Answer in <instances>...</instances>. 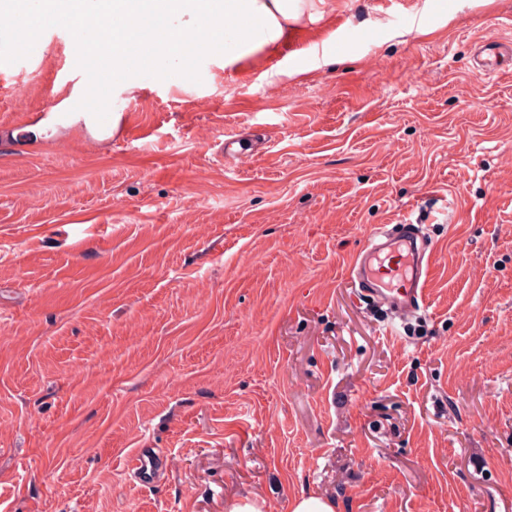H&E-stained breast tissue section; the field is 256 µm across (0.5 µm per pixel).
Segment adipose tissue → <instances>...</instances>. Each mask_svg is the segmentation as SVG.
Segmentation results:
<instances>
[{
    "mask_svg": "<svg viewBox=\"0 0 512 512\" xmlns=\"http://www.w3.org/2000/svg\"><path fill=\"white\" fill-rule=\"evenodd\" d=\"M306 0H37L29 8H16L11 16L23 32L63 23L66 14L93 22L115 18L112 39L104 47L84 49L90 61L102 60L114 74L124 72L125 53L141 44L145 31L155 35L148 53L156 73L180 66L187 53L223 46L234 52L255 50L276 43L287 26L297 20ZM220 31L222 42L201 48L196 33L202 21Z\"/></svg>",
    "mask_w": 512,
    "mask_h": 512,
    "instance_id": "obj_1",
    "label": "adipose tissue"
}]
</instances>
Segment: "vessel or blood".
<instances>
[{
    "label": "vessel or blood",
    "instance_id": "b4317fda",
    "mask_svg": "<svg viewBox=\"0 0 512 512\" xmlns=\"http://www.w3.org/2000/svg\"><path fill=\"white\" fill-rule=\"evenodd\" d=\"M472 67L488 77L504 75L512 72V55L485 45L473 55ZM422 228L421 221L409 218L374 227L349 269L367 306L399 319L423 309L435 255ZM130 470L146 484L165 477L161 463L145 448L134 456Z\"/></svg>",
    "mask_w": 512,
    "mask_h": 512
}]
</instances>
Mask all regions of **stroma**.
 <instances>
[{
    "instance_id": "stroma-1",
    "label": "stroma",
    "mask_w": 512,
    "mask_h": 512,
    "mask_svg": "<svg viewBox=\"0 0 512 512\" xmlns=\"http://www.w3.org/2000/svg\"><path fill=\"white\" fill-rule=\"evenodd\" d=\"M512 0H311L277 44L63 119L54 30L0 54V512H503L512 501ZM239 136L242 157L225 160ZM264 144L252 154V141ZM453 200L452 213L442 210ZM432 217L426 305L349 266ZM142 448L162 482L127 472ZM480 48L472 57L473 69L488 77L511 74L512 55L493 45H483ZM290 512H336V501L315 492H301L288 502Z\"/></svg>"
}]
</instances>
